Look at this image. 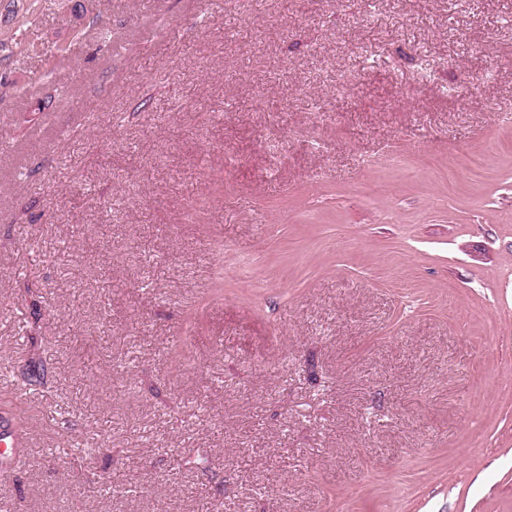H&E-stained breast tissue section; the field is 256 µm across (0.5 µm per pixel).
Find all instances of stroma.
Masks as SVG:
<instances>
[{
	"instance_id": "35a3bbf8",
	"label": "stroma",
	"mask_w": 512,
	"mask_h": 512,
	"mask_svg": "<svg viewBox=\"0 0 512 512\" xmlns=\"http://www.w3.org/2000/svg\"><path fill=\"white\" fill-rule=\"evenodd\" d=\"M11 407V512H512V0H0Z\"/></svg>"
}]
</instances>
